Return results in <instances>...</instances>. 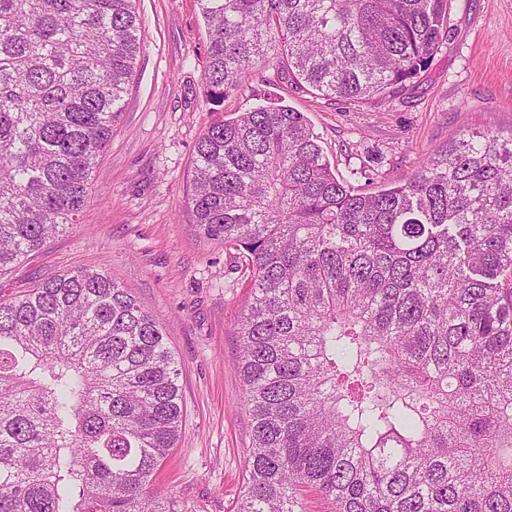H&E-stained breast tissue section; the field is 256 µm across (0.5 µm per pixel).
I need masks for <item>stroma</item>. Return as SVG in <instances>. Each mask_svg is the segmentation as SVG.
Masks as SVG:
<instances>
[{"label":"stroma","mask_w":512,"mask_h":512,"mask_svg":"<svg viewBox=\"0 0 512 512\" xmlns=\"http://www.w3.org/2000/svg\"><path fill=\"white\" fill-rule=\"evenodd\" d=\"M136 11L141 50L98 159L96 194L79 224L0 280V295L97 269L157 315L185 415L156 482L180 512H237L251 446L237 328L251 278L242 251L195 223L188 198L199 138L215 116L281 103L305 115L356 191L406 179L451 132H512V0H450L441 50L386 103L325 97L270 65L255 67L216 110L205 97L210 30L197 0H137Z\"/></svg>","instance_id":"1"}]
</instances>
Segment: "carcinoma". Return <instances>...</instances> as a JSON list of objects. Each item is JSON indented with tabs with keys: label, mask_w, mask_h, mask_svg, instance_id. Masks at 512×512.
Masks as SVG:
<instances>
[{
	"label": "carcinoma",
	"mask_w": 512,
	"mask_h": 512,
	"mask_svg": "<svg viewBox=\"0 0 512 512\" xmlns=\"http://www.w3.org/2000/svg\"><path fill=\"white\" fill-rule=\"evenodd\" d=\"M136 0H0V279L79 223L140 49ZM214 105L271 61L323 96L404 89L448 0H197ZM303 113L197 142L191 205L243 251L239 512H512V133L454 132L357 193ZM159 318L99 270L0 300V512H178L184 416Z\"/></svg>",
	"instance_id": "carcinoma-1"
}]
</instances>
